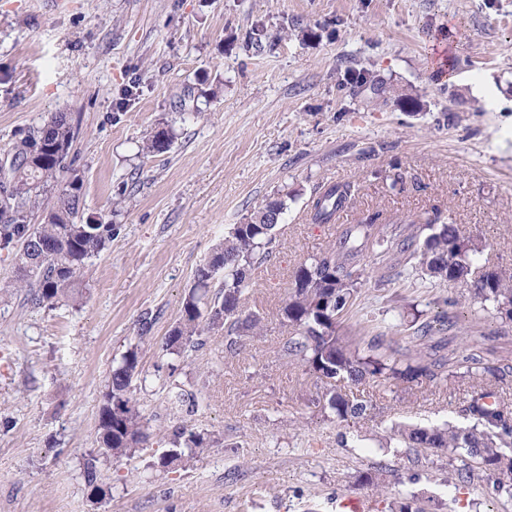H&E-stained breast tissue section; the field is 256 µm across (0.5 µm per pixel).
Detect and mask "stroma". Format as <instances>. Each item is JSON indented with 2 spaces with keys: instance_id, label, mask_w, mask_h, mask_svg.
Wrapping results in <instances>:
<instances>
[{
  "instance_id": "stroma-1",
  "label": "stroma",
  "mask_w": 512,
  "mask_h": 512,
  "mask_svg": "<svg viewBox=\"0 0 512 512\" xmlns=\"http://www.w3.org/2000/svg\"><path fill=\"white\" fill-rule=\"evenodd\" d=\"M57 112L78 127L84 211L111 214L112 240L82 297L53 309L11 287L14 260L0 254V512H390L406 497L426 512H512V498L459 482L447 457L384 445L395 423L461 422L477 392L512 405V383L369 381L353 393L370 415L339 422L322 409L326 385L282 358L278 317L296 268L336 240V225L310 219L334 184L355 186L344 223L437 214L482 240V265L512 272V0H0V146ZM165 126L171 150L141 153ZM283 193L278 248L245 292L260 335L229 353L223 332L206 334L170 372L163 345L195 268ZM379 274L342 334L363 322L407 334L457 296L458 325L434 342L461 353L475 327L492 359L512 360V324L475 311L467 288L418 273L377 288ZM135 344L149 438L100 462L98 503L83 462L112 368ZM176 385L219 445L165 471ZM353 434L361 447H341Z\"/></svg>"
}]
</instances>
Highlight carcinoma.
Returning <instances> with one entry per match:
<instances>
[{"mask_svg":"<svg viewBox=\"0 0 512 512\" xmlns=\"http://www.w3.org/2000/svg\"><path fill=\"white\" fill-rule=\"evenodd\" d=\"M76 128L72 118L58 112L42 125L0 147L12 157V167L0 172V250L15 256L12 287L29 289L36 307L53 308L74 297L89 260L112 241V223L84 215V179L70 156ZM174 132L161 129L141 146L144 154L170 150ZM353 191L349 183L332 185L312 205L313 220L331 223ZM287 209L284 197L268 198L247 224H234L207 260L197 267L193 285L182 299L181 314L166 337L163 350L174 359L201 345L206 331L224 332L225 348L236 349L242 333H256L261 317L244 307V291L252 275L270 260L277 247L276 224ZM373 214L360 224L341 226L336 243L309 257L294 274L280 321L289 336L282 357L298 364L326 383L358 385L366 380L444 383L461 373L471 378L491 376L505 380L512 365L488 364L485 337H465L466 354L456 360L428 351L429 323L412 336L396 333L346 338L338 328L364 284L367 253L375 254L387 273L375 279L382 288L408 266L441 282L469 289L471 304H491L501 317L512 321V274L498 269L476 273L483 245L464 236L440 217L424 224L388 232ZM141 346L135 345L112 368L99 419V448L83 462V476L95 501L106 496L97 484L98 463L135 454L147 438L149 419L135 395L140 379ZM480 392L462 406L465 426L437 427L394 424L389 439L420 455L433 452L455 464L458 478L486 484L491 496L512 497V408L503 401L489 403ZM171 409L194 407L196 395L181 387L169 391ZM322 409L346 421L366 415L368 404L336 390L329 392ZM172 449L153 466H186L213 447V440L183 420L173 426Z\"/></svg>","mask_w":512,"mask_h":512,"instance_id":"cac0c4a2","label":"carcinoma"}]
</instances>
